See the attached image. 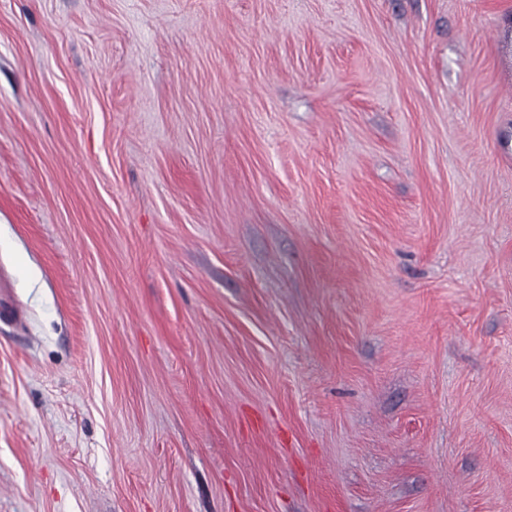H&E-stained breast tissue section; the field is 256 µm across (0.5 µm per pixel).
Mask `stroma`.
Listing matches in <instances>:
<instances>
[{
    "instance_id": "35a3bbf8",
    "label": "stroma",
    "mask_w": 512,
    "mask_h": 512,
    "mask_svg": "<svg viewBox=\"0 0 512 512\" xmlns=\"http://www.w3.org/2000/svg\"><path fill=\"white\" fill-rule=\"evenodd\" d=\"M0 512H512V0H0Z\"/></svg>"
}]
</instances>
